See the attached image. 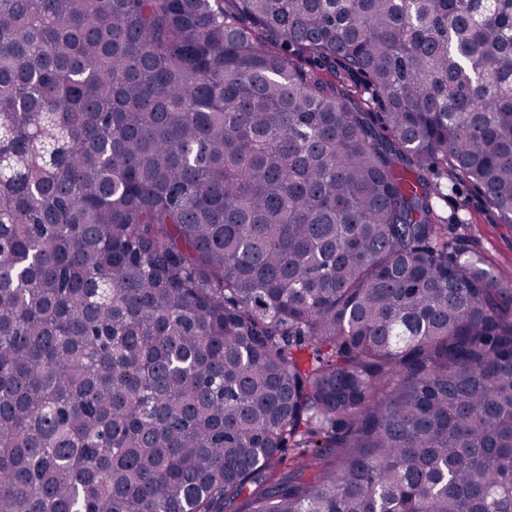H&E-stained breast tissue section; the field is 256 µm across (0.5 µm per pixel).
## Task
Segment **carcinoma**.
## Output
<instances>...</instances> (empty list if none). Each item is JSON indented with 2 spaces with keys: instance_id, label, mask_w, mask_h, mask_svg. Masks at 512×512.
Here are the masks:
<instances>
[{
  "instance_id": "carcinoma-1",
  "label": "carcinoma",
  "mask_w": 512,
  "mask_h": 512,
  "mask_svg": "<svg viewBox=\"0 0 512 512\" xmlns=\"http://www.w3.org/2000/svg\"><path fill=\"white\" fill-rule=\"evenodd\" d=\"M512 0H0V512H512ZM434 178L440 183V195L434 198L437 207L448 218L463 220V224H448V241H467L487 266L512 276V227L484 208L470 184L451 183L442 175Z\"/></svg>"
}]
</instances>
